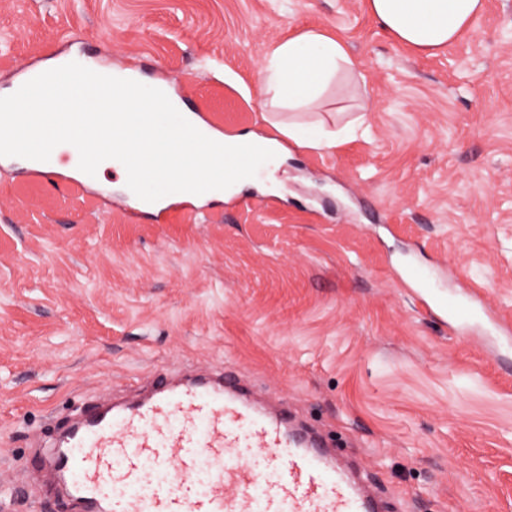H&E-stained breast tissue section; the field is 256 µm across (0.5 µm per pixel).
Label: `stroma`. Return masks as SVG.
I'll use <instances>...</instances> for the list:
<instances>
[{"instance_id": "35a3bbf8", "label": "stroma", "mask_w": 512, "mask_h": 512, "mask_svg": "<svg viewBox=\"0 0 512 512\" xmlns=\"http://www.w3.org/2000/svg\"><path fill=\"white\" fill-rule=\"evenodd\" d=\"M342 40L353 75L315 112L266 104L289 35ZM168 79L223 132H345L291 147L196 222L126 221L25 186L0 160V512H59L31 477L73 409L187 367H223L319 427L385 512H512V352L493 359L405 288L415 266L512 321V0H485L435 55L395 44L366 0H0V90L51 55ZM280 135L298 146L313 148H331L336 146V133H328L320 126L280 128Z\"/></svg>"}]
</instances>
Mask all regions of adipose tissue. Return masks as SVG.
Instances as JSON below:
<instances>
[{
  "label": "adipose tissue",
  "instance_id": "ef3b65f1",
  "mask_svg": "<svg viewBox=\"0 0 512 512\" xmlns=\"http://www.w3.org/2000/svg\"><path fill=\"white\" fill-rule=\"evenodd\" d=\"M378 26L394 42L421 53L446 49L473 27L485 0H367ZM354 62L340 40L317 29L280 41L264 68L263 84L274 102L289 109L317 108L336 78Z\"/></svg>",
  "mask_w": 512,
  "mask_h": 512
}]
</instances>
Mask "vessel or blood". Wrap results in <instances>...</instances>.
Instances as JSON below:
<instances>
[{"label": "vessel or blood", "instance_id": "b4317fda", "mask_svg": "<svg viewBox=\"0 0 512 512\" xmlns=\"http://www.w3.org/2000/svg\"><path fill=\"white\" fill-rule=\"evenodd\" d=\"M29 178L87 196L90 175L54 148ZM421 302L446 311L458 335L484 321L478 292L445 303L409 270ZM47 450L65 512H378L379 505L286 415L260 409L243 388L209 380L151 384L132 403L102 404L54 430ZM260 454L264 466L250 458Z\"/></svg>", "mask_w": 512, "mask_h": 512}]
</instances>
